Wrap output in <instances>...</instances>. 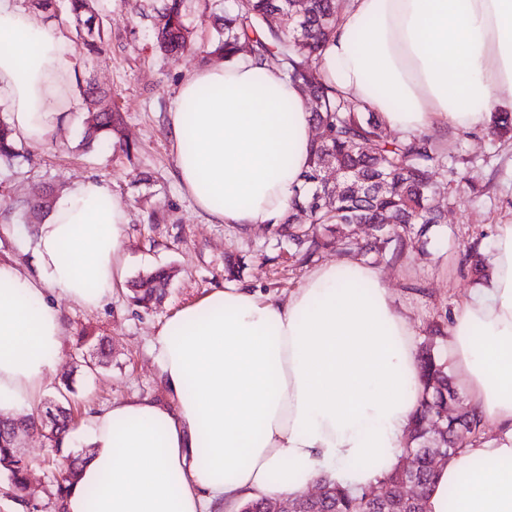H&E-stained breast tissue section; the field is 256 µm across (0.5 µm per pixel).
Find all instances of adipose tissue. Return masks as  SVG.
I'll use <instances>...</instances> for the list:
<instances>
[{
  "instance_id": "1",
  "label": "adipose tissue",
  "mask_w": 512,
  "mask_h": 512,
  "mask_svg": "<svg viewBox=\"0 0 512 512\" xmlns=\"http://www.w3.org/2000/svg\"><path fill=\"white\" fill-rule=\"evenodd\" d=\"M63 30L0 0V105L16 134L59 140L76 106ZM324 81L407 133L487 127L512 112V0H345ZM177 173L213 224L273 227L308 168L314 124L270 64L187 74L168 113ZM128 211L102 177L66 191L35 228L33 265L0 259V416L33 409L65 331L55 295L98 307L125 287ZM481 288L459 302L446 356L493 437L439 466L426 512H512V224ZM166 401L88 410L89 448L65 512H235L325 480L356 490L394 472L421 404L414 332L374 267L313 268L287 298L217 288L156 328Z\"/></svg>"
}]
</instances>
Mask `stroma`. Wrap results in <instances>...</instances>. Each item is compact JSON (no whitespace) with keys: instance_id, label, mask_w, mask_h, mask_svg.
<instances>
[{"instance_id":"1","label":"stroma","mask_w":512,"mask_h":512,"mask_svg":"<svg viewBox=\"0 0 512 512\" xmlns=\"http://www.w3.org/2000/svg\"><path fill=\"white\" fill-rule=\"evenodd\" d=\"M151 0H93L112 37L106 57L77 54L78 78L108 91L125 117V138L132 154L101 142L81 145L84 108L71 112L58 145H23L21 157L0 162V257L23 261L32 257L33 226L19 199H37L44 192L61 197L74 181L106 178L129 213L128 275L157 266L174 274L163 298L150 308L134 305L126 293L86 309L67 300L59 307L65 332L56 369L45 381L40 407L57 399L62 378L75 389L70 408L75 420L88 409L104 408L133 395L164 399L157 367L149 354L155 328L173 311L210 289L225 286L224 258L244 257L241 282L280 297L296 288L312 268L353 258L382 271L396 307L409 318L416 344H423L433 325H448L457 303L476 286L469 273L467 250L489 253L496 227L512 223V141L502 143L484 130L437 131L436 138L450 167L465 177L447 186L445 224L433 227L423 249L392 241L383 254L367 252L373 231L365 224L336 234L318 227L316 242L297 245L287 232L212 224L195 208L179 185L166 133L167 112L182 78L202 65L187 52L164 55L153 47ZM108 340V366L89 370V339ZM19 444L31 462L28 485L39 512H56L51 496L53 477L43 461L52 456L41 434L22 436Z\"/></svg>"}]
</instances>
